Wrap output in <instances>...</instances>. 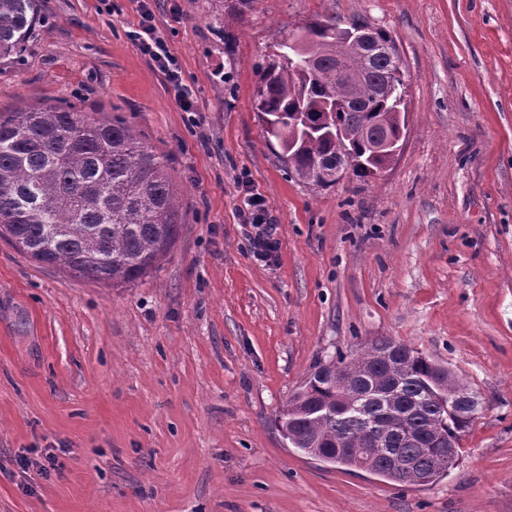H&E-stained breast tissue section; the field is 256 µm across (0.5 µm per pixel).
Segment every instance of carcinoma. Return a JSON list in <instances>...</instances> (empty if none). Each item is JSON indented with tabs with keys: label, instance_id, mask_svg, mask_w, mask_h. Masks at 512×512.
<instances>
[{
	"label": "carcinoma",
	"instance_id": "carcinoma-1",
	"mask_svg": "<svg viewBox=\"0 0 512 512\" xmlns=\"http://www.w3.org/2000/svg\"><path fill=\"white\" fill-rule=\"evenodd\" d=\"M37 0H0V59L21 56L36 22ZM311 65L274 54L258 66L255 108L265 141L278 145L288 171L319 186L318 164L346 151L366 161L354 170L369 177L391 159L368 160L375 135L396 136L407 122L406 74L375 44L336 52V21L311 23ZM180 204L165 160L146 146L128 121L103 122L73 105H46L0 113V239L35 261L61 267L74 278L129 283L152 271L182 227ZM329 365L347 384L313 375L278 414L282 436L308 456L353 467L348 448L367 444L373 421L387 416V451L371 472L393 483L432 485L444 471L430 445L438 437L461 443L474 421L468 410L448 408L430 394L466 383L413 346L381 337L350 359ZM364 395L361 408L340 405ZM419 436L413 445L399 431ZM410 460L402 474L396 460Z\"/></svg>",
	"mask_w": 512,
	"mask_h": 512
}]
</instances>
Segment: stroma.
Here are the masks:
<instances>
[{
    "instance_id": "35a3bbf8",
    "label": "stroma",
    "mask_w": 512,
    "mask_h": 512,
    "mask_svg": "<svg viewBox=\"0 0 512 512\" xmlns=\"http://www.w3.org/2000/svg\"><path fill=\"white\" fill-rule=\"evenodd\" d=\"M146 4L197 111L129 39L136 0H38L26 52L0 65V110L124 116L184 223L116 286L0 241V512H512V0ZM327 16L392 37L408 119L377 176L321 187L266 144L253 95L257 64ZM245 181L276 226L267 263ZM379 336L482 400L432 486L315 460L277 427L318 364ZM51 448L63 473L35 465Z\"/></svg>"
}]
</instances>
